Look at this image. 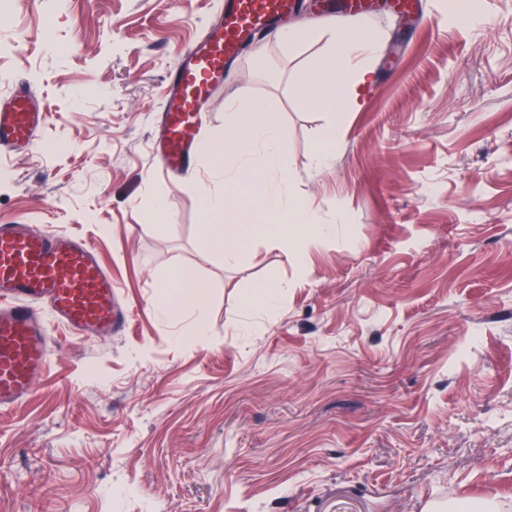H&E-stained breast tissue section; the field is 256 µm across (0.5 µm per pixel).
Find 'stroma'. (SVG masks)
<instances>
[{
  "instance_id": "stroma-1",
  "label": "stroma",
  "mask_w": 512,
  "mask_h": 512,
  "mask_svg": "<svg viewBox=\"0 0 512 512\" xmlns=\"http://www.w3.org/2000/svg\"><path fill=\"white\" fill-rule=\"evenodd\" d=\"M225 0H0V90L51 117L0 157V224L83 236L129 304L126 331L51 333V369L0 411V512H512V0H421L369 16L384 41L359 109L330 122L299 87L319 46L258 37L206 104L269 101L289 193L330 225L301 256L251 237L236 263L200 242L210 175L153 152L165 82ZM165 198L172 225L153 213ZM180 267L209 285L207 333L154 309ZM260 283L273 310L248 308Z\"/></svg>"
}]
</instances>
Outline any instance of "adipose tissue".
<instances>
[{
	"label": "adipose tissue",
	"mask_w": 512,
	"mask_h": 512,
	"mask_svg": "<svg viewBox=\"0 0 512 512\" xmlns=\"http://www.w3.org/2000/svg\"><path fill=\"white\" fill-rule=\"evenodd\" d=\"M382 40L380 30L367 26H289L277 33L278 44L287 53L304 45L324 44V51L306 63L300 99L307 107L332 113L359 107L361 92L372 78L371 60ZM226 104L229 117L223 136L205 139L199 147L212 172L224 177L223 193H213L204 185L199 188L203 245L221 252L230 262L244 250L243 229L227 221V204L232 198L259 203L264 221L253 230L271 247L287 248L297 231L308 236L327 235L329 226L319 223L316 213L287 191L289 147L272 105L240 95L228 98ZM164 286L166 292L157 304L161 313L189 310L197 320H204L208 285L194 271L175 269Z\"/></svg>",
	"instance_id": "ef3b65f1"
}]
</instances>
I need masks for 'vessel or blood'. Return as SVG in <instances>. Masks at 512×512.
<instances>
[{"label": "vessel or blood", "mask_w": 512, "mask_h": 512, "mask_svg": "<svg viewBox=\"0 0 512 512\" xmlns=\"http://www.w3.org/2000/svg\"><path fill=\"white\" fill-rule=\"evenodd\" d=\"M296 0H230L223 20L207 29L169 76L159 160L187 166L202 124V103L224 83L227 62L255 34L293 12ZM49 106L24 82L0 94V156L32 149ZM127 308L94 248L34 224H0V410L24 401L52 354L50 326L73 334H116Z\"/></svg>", "instance_id": "obj_1"}]
</instances>
